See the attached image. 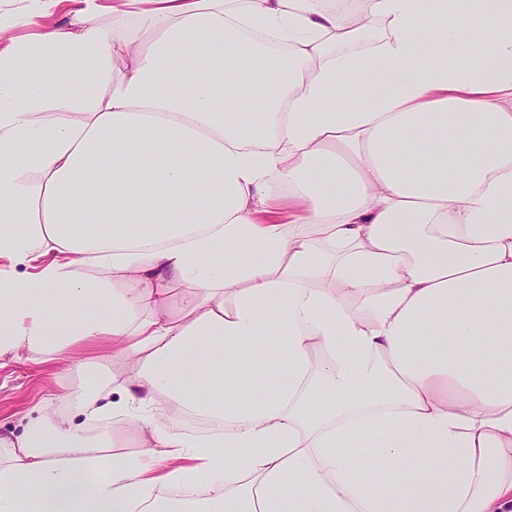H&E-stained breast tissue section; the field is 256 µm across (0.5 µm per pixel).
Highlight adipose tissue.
<instances>
[{
  "mask_svg": "<svg viewBox=\"0 0 512 512\" xmlns=\"http://www.w3.org/2000/svg\"><path fill=\"white\" fill-rule=\"evenodd\" d=\"M32 2L0 367L96 371L0 432V512H512V0Z\"/></svg>",
  "mask_w": 512,
  "mask_h": 512,
  "instance_id": "1",
  "label": "adipose tissue"
}]
</instances>
